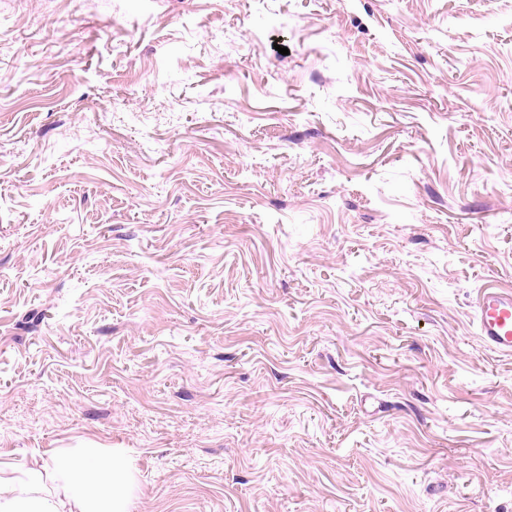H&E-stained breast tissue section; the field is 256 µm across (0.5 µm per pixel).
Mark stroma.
<instances>
[{
  "instance_id": "35a3bbf8",
  "label": "stroma",
  "mask_w": 512,
  "mask_h": 512,
  "mask_svg": "<svg viewBox=\"0 0 512 512\" xmlns=\"http://www.w3.org/2000/svg\"><path fill=\"white\" fill-rule=\"evenodd\" d=\"M287 54H280V47ZM512 0H0V461L134 512H512ZM474 321L485 345L512 354V291L487 284L479 289L474 304ZM22 477L0 479V512H131L128 462L113 450L77 448L57 455L52 466L34 465ZM69 484L63 497L49 485Z\"/></svg>"
}]
</instances>
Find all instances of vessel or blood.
<instances>
[{"label": "vessel or blood", "instance_id": "b4317fda", "mask_svg": "<svg viewBox=\"0 0 512 512\" xmlns=\"http://www.w3.org/2000/svg\"><path fill=\"white\" fill-rule=\"evenodd\" d=\"M474 321L489 349L512 354V291L492 284L479 289L474 304Z\"/></svg>", "mask_w": 512, "mask_h": 512}]
</instances>
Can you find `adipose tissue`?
<instances>
[{"label":"adipose tissue","mask_w":512,"mask_h":512,"mask_svg":"<svg viewBox=\"0 0 512 512\" xmlns=\"http://www.w3.org/2000/svg\"><path fill=\"white\" fill-rule=\"evenodd\" d=\"M128 462L104 448H80L57 455L52 464H35L16 479H0V512H131ZM64 479L69 491L49 490Z\"/></svg>","instance_id":"obj_1"}]
</instances>
